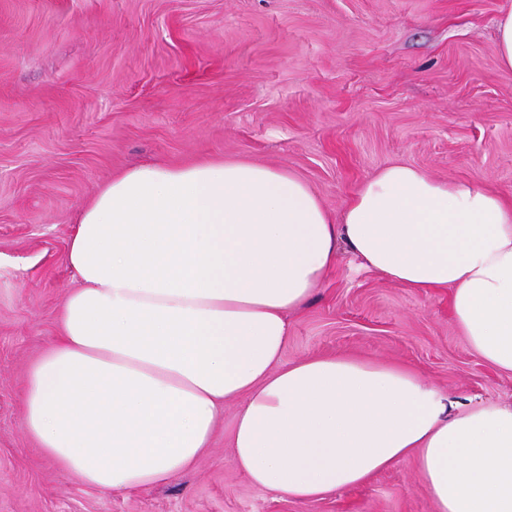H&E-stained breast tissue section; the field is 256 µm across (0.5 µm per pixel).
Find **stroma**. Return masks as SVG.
Segmentation results:
<instances>
[{"label": "stroma", "instance_id": "obj_1", "mask_svg": "<svg viewBox=\"0 0 512 512\" xmlns=\"http://www.w3.org/2000/svg\"><path fill=\"white\" fill-rule=\"evenodd\" d=\"M512 0H0V512H433L412 461L327 498L252 486L229 448L237 403L191 471L102 493L22 428L30 363L77 281L80 209L130 166L204 158L287 169L340 217L393 163L512 198V72L493 52ZM283 363L402 364L452 399L512 402V374L424 295L349 252L289 318Z\"/></svg>", "mask_w": 512, "mask_h": 512}]
</instances>
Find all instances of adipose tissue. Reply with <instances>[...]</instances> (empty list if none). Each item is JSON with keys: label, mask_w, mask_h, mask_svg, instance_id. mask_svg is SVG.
<instances>
[{"label": "adipose tissue", "mask_w": 512, "mask_h": 512, "mask_svg": "<svg viewBox=\"0 0 512 512\" xmlns=\"http://www.w3.org/2000/svg\"><path fill=\"white\" fill-rule=\"evenodd\" d=\"M348 249L412 290L450 292L471 349L512 373V200L403 163L333 221L294 173L247 160L125 169L85 204L79 282L30 366L26 435L100 491L151 488L208 454L224 407L253 486L325 498L414 460L434 512H512V403L456 407L409 368L283 363L289 313Z\"/></svg>", "instance_id": "obj_1"}]
</instances>
